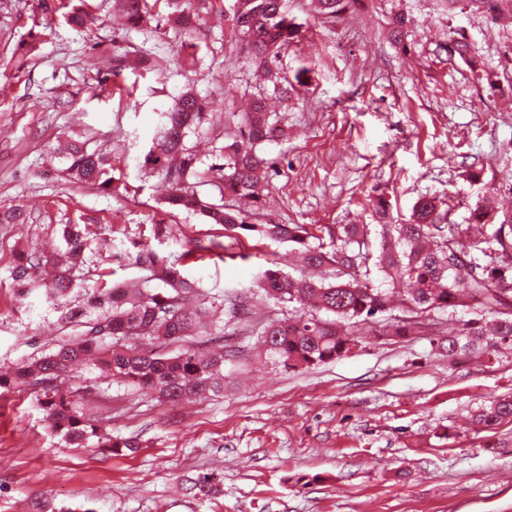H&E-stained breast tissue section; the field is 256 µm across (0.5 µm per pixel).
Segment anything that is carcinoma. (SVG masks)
<instances>
[{"label": "carcinoma", "instance_id": "carcinoma-1", "mask_svg": "<svg viewBox=\"0 0 512 512\" xmlns=\"http://www.w3.org/2000/svg\"><path fill=\"white\" fill-rule=\"evenodd\" d=\"M228 31L233 48L247 54L261 84L250 95V111L242 113L236 130L213 147V161L204 164L188 137L209 121L202 100L186 91L158 113L159 135L149 147L123 162L140 172L160 176L168 194L157 207L164 218L153 224V238L172 239V223L180 212L201 215L218 224L224 237L243 246L249 239L286 243L300 255L309 275L298 278L275 266L259 271L248 290L288 308V315L265 321L257 343L284 367L305 370L342 359L358 346L363 326L388 315L383 330L426 333L436 327L431 314L462 310L471 315L455 336L441 338L448 357L466 355L482 346L486 354L512 350V212L500 215L481 208L477 223L489 234L469 236L470 225L448 223L447 204L434 198L419 200L410 222L380 225V244L370 238L368 224L263 223L269 191L270 161L261 146L282 131V118L269 111L265 84L278 86L276 62L301 35V24L288 10V0H226ZM356 0H318L319 13L332 21ZM463 8L475 5L496 20L512 11V0H450ZM168 13L188 11L200 17L212 0H112V12L131 29L150 22L158 6ZM97 0H57L56 10L72 23ZM204 30L184 29L176 37L177 54L198 53ZM448 55L471 53L465 35L448 39ZM66 178L112 195L120 185L113 175L117 159L89 137L70 140L65 155ZM210 186L217 197L200 198L198 188ZM24 206L0 207V224H25ZM60 245L46 254L35 248L16 249L13 281L26 293L59 312L68 331L65 339L41 356L20 364L13 374L0 375V388L36 394L51 431L69 444L94 438L109 453L133 452L135 441L112 437L105 421L85 410V388L68 381L78 377L86 362L105 380H117L154 390L161 402L191 401L224 391V329L216 314L234 317L249 312L239 292L213 293L201 282L186 279L169 257L149 241L131 246L90 237L87 224H61ZM224 241L199 240L195 251L223 257ZM134 264L145 272L140 287L112 280L116 271ZM95 268V279L84 280V268ZM389 287L373 284V274ZM327 314L323 318L320 313ZM212 337V349L198 353L187 343ZM149 338L157 348L133 343ZM512 420V396L494 399L472 415L478 430Z\"/></svg>", "mask_w": 512, "mask_h": 512}]
</instances>
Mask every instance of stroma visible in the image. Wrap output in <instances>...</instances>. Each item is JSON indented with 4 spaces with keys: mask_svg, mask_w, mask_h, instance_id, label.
<instances>
[{
    "mask_svg": "<svg viewBox=\"0 0 512 512\" xmlns=\"http://www.w3.org/2000/svg\"><path fill=\"white\" fill-rule=\"evenodd\" d=\"M97 21L75 28L44 13L39 0H0V205L23 204L24 224L0 225V371L39 356L61 336L58 315L19 298L10 270L15 247L50 252L57 225L90 220L117 242L152 239L155 177L122 170L107 195L67 183L61 140L92 135L114 157L148 144L160 110L185 89L201 94L214 128L191 136L210 162L224 115L242 112L255 84L245 54L224 42L221 10L206 17L202 60L174 53L166 16L143 31L113 24L109 0ZM302 36L278 67L303 83L273 94L288 137L265 148L274 168L275 224H373L371 201H390L402 224L423 198L446 200L448 221L471 223L485 201L512 209V21H491L448 0H357L327 22L312 0H289ZM410 23L402 42L392 21ZM34 32L24 68L11 58ZM464 33L477 65L448 56ZM126 55L119 65L118 55ZM106 81L92 96L88 86ZM163 252L204 287L248 285L268 262L288 264L272 241L247 260L195 259L189 241L222 236L198 215L176 214ZM235 353L224 364V393L158 403L146 389L106 383L94 367L81 382L87 404L113 435L136 437L131 456L96 445L74 448L47 428L35 398L0 389V512H30L42 499L57 512H512V421L476 432L465 421L491 398L512 393V350L449 364L432 337L382 336L367 327L348 357L289 372L261 353L250 326L230 322ZM215 478L213 496L185 480Z\"/></svg>",
    "mask_w": 512,
    "mask_h": 512,
    "instance_id": "1",
    "label": "stroma"
}]
</instances>
